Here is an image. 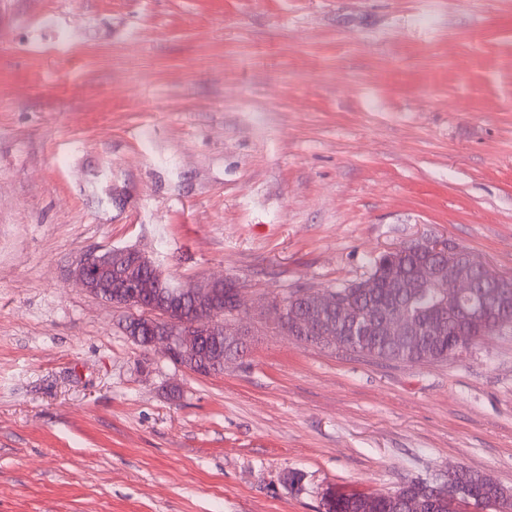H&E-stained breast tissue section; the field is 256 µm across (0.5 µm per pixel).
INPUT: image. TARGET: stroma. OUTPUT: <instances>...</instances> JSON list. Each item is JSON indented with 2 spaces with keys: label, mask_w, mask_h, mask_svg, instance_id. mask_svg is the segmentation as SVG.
I'll use <instances>...</instances> for the list:
<instances>
[{
  "label": "stroma",
  "mask_w": 512,
  "mask_h": 512,
  "mask_svg": "<svg viewBox=\"0 0 512 512\" xmlns=\"http://www.w3.org/2000/svg\"><path fill=\"white\" fill-rule=\"evenodd\" d=\"M435 237L512 276V0H0V512L512 490V334L405 364L259 310ZM106 247L238 281L246 354L135 344L68 276ZM483 476V479L486 483L493 485L495 487L500 488L502 491L500 492V496L498 498L497 489L485 484L481 479V474L478 471L461 468L456 469V472L452 475V485L448 488H452L454 485L463 486L467 488L468 493L471 497V502L475 506H479L481 504L490 503L491 499H497L496 503H492L496 509H501L503 507V503L510 502L511 500V491H507L503 489L499 484H497L494 480H492L489 476ZM500 486V487H499ZM444 486V484L440 483H431L426 486L427 492H431L434 496L445 497L447 496L448 489ZM496 509H492L493 511Z\"/></svg>",
  "instance_id": "1"
}]
</instances>
